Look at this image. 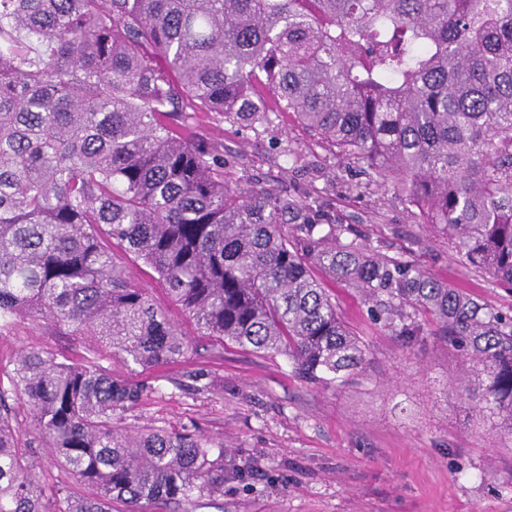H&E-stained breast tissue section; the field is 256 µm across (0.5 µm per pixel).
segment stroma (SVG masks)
Segmentation results:
<instances>
[{
  "instance_id": "obj_1",
  "label": "stroma",
  "mask_w": 512,
  "mask_h": 512,
  "mask_svg": "<svg viewBox=\"0 0 512 512\" xmlns=\"http://www.w3.org/2000/svg\"><path fill=\"white\" fill-rule=\"evenodd\" d=\"M208 137L243 158V178L269 176L292 192L315 189L337 223L352 224L382 252L414 261L489 305L512 309V290L461 261L419 223L392 186L367 182L356 160L333 157L288 114L272 126L203 122ZM302 165L292 164L290 153ZM115 261L148 288L194 347L179 362L142 368L100 354L114 378L143 384L121 426L188 429L224 445V488L189 512H512V440L484 426L475 400L449 388L465 362L439 336L406 349L367 316L355 288L326 279L341 319L365 343L368 364L335 387L301 380L288 359L199 336L156 274L115 249ZM88 340L18 320L0 336V378L29 347L81 359ZM209 386L196 389L192 373Z\"/></svg>"
}]
</instances>
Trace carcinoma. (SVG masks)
<instances>
[{
    "mask_svg": "<svg viewBox=\"0 0 512 512\" xmlns=\"http://www.w3.org/2000/svg\"><path fill=\"white\" fill-rule=\"evenodd\" d=\"M288 112L366 164L470 265L512 287V0H0V335L64 326L142 367L191 342L114 260L152 269L200 335L284 355L309 382L364 368V343L315 276L356 288L414 348L472 362L457 390L512 437V313L390 256L317 198L234 178L199 133ZM0 384V512H128L224 486V445L115 421L143 385L97 358L20 353ZM30 423L12 426V399ZM34 434L90 493L33 475Z\"/></svg>",
    "mask_w": 512,
    "mask_h": 512,
    "instance_id": "1",
    "label": "carcinoma"
}]
</instances>
